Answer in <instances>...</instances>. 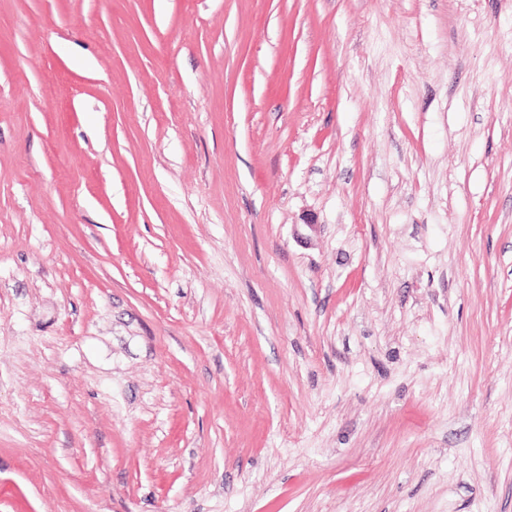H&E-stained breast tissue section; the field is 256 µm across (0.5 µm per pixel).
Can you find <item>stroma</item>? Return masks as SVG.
Returning <instances> with one entry per match:
<instances>
[{"label":"stroma","instance_id":"1","mask_svg":"<svg viewBox=\"0 0 512 512\" xmlns=\"http://www.w3.org/2000/svg\"><path fill=\"white\" fill-rule=\"evenodd\" d=\"M0 512H512V0H0Z\"/></svg>","mask_w":512,"mask_h":512}]
</instances>
